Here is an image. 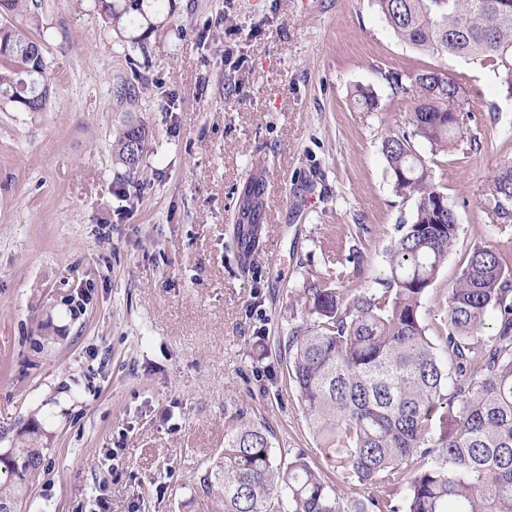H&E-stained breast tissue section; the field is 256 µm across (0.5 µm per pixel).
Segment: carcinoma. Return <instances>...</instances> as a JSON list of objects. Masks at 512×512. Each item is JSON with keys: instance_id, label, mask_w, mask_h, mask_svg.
Returning a JSON list of instances; mask_svg holds the SVG:
<instances>
[{"instance_id": "obj_1", "label": "carcinoma", "mask_w": 512, "mask_h": 512, "mask_svg": "<svg viewBox=\"0 0 512 512\" xmlns=\"http://www.w3.org/2000/svg\"><path fill=\"white\" fill-rule=\"evenodd\" d=\"M175 0H93L92 10L141 45ZM395 36L431 55L463 58L492 69L512 97V0H374ZM44 33L33 38L0 26V105L41 112L49 95ZM392 100L407 105V129L386 133L381 150L395 191L415 201L377 287L358 292L329 285L308 289L311 323L291 330L289 379L299 393L317 451L343 483L366 493L349 505L335 484L298 453L279 467L271 431L233 425L224 452L201 477L224 512H512V269L490 247L471 248L453 283L434 292L459 233L448 195L417 145L437 156L467 143L462 113L472 111L458 79L436 68L383 73ZM354 103L380 111L375 93L355 90ZM145 128L128 123L112 149L127 176L139 172ZM266 176L253 172L239 189L233 243L242 262L260 245ZM512 166L491 177L482 209L512 218ZM441 312L436 338L421 309ZM493 334H486L490 315ZM0 448V512H18L44 449Z\"/></svg>"}]
</instances>
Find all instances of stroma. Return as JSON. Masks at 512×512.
Returning <instances> with one entry per match:
<instances>
[{
  "mask_svg": "<svg viewBox=\"0 0 512 512\" xmlns=\"http://www.w3.org/2000/svg\"><path fill=\"white\" fill-rule=\"evenodd\" d=\"M12 23L51 34L48 108L0 107V448L34 422L45 449L23 512H224L200 479L237 414L269 427L275 464L322 466L270 349L309 320L308 288L373 287L412 215L381 152L407 119L383 71L441 69L473 104L482 149L434 170L461 227L437 287L478 243L512 266V222L481 207L512 162V99L489 69L398 40L374 0H175L142 48L77 0ZM358 85L381 111L352 104ZM130 121L133 178L112 153ZM259 165L266 227L244 265L237 189ZM145 128L140 124L128 123L116 132L112 149L120 163L127 168V176L135 177L139 172L144 152Z\"/></svg>",
  "mask_w": 512,
  "mask_h": 512,
  "instance_id": "1",
  "label": "stroma"
}]
</instances>
